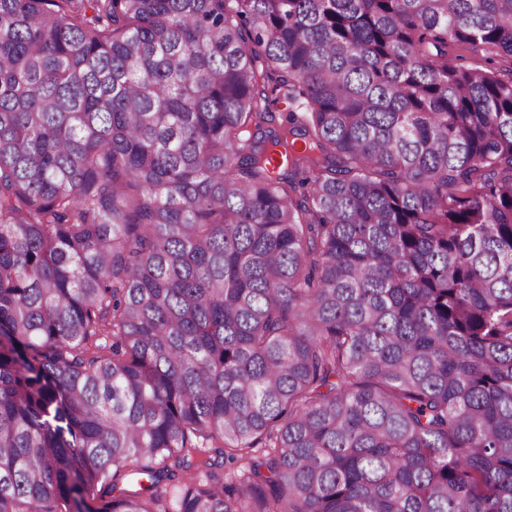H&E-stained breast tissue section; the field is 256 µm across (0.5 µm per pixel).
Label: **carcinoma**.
I'll list each match as a JSON object with an SVG mask.
<instances>
[{
	"mask_svg": "<svg viewBox=\"0 0 512 512\" xmlns=\"http://www.w3.org/2000/svg\"><path fill=\"white\" fill-rule=\"evenodd\" d=\"M0 512H512V0H0Z\"/></svg>",
	"mask_w": 512,
	"mask_h": 512,
	"instance_id": "obj_1",
	"label": "carcinoma"
}]
</instances>
